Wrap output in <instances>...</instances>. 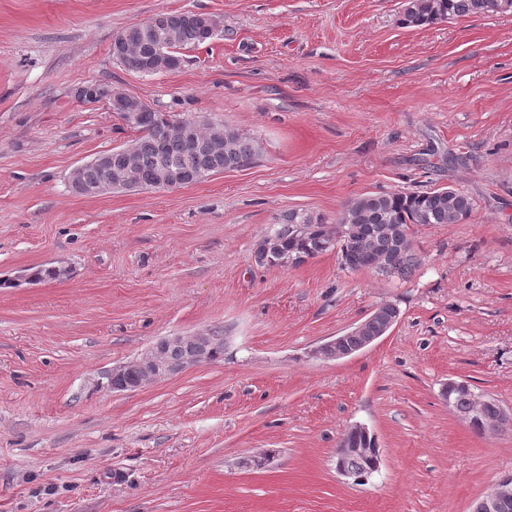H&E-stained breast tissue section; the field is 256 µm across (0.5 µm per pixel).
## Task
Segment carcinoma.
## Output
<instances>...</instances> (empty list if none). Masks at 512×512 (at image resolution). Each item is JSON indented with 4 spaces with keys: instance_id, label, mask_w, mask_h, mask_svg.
Instances as JSON below:
<instances>
[{
    "instance_id": "obj_1",
    "label": "carcinoma",
    "mask_w": 512,
    "mask_h": 512,
    "mask_svg": "<svg viewBox=\"0 0 512 512\" xmlns=\"http://www.w3.org/2000/svg\"><path fill=\"white\" fill-rule=\"evenodd\" d=\"M499 7L512 13V0H405L401 23L406 27H423L450 19L481 16ZM167 24L173 28L177 41L172 44L171 55L182 59L180 50L203 44L202 21L193 12L165 14ZM146 24L131 26L116 35L124 45L120 62L126 69L147 75L157 65L155 46L146 41L142 31ZM176 126L191 132L197 141L194 153L186 151V142L180 135L162 138L158 129ZM210 122L194 119H176L166 112L146 110L133 125L140 136L139 146L141 178L146 186L154 182L159 165L164 160L180 164L196 181L209 176L213 169L241 168L250 163L261 150L254 138L237 129L224 127V156L215 160L206 142ZM476 209V201L468 193L451 186L429 192H392L367 194L349 201L343 208L336 225L339 239L337 253L341 264L351 271L368 270L385 275L408 277L421 264L410 233L415 224H457L468 219ZM311 216L290 210L272 228L288 250L304 251L311 258L326 252L323 239L318 235L300 237L299 228L314 224ZM472 393L462 383L451 393V406L456 411H469Z\"/></svg>"
}]
</instances>
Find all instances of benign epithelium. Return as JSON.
<instances>
[{
  "label": "benign epithelium",
  "instance_id": "obj_1",
  "mask_svg": "<svg viewBox=\"0 0 512 512\" xmlns=\"http://www.w3.org/2000/svg\"><path fill=\"white\" fill-rule=\"evenodd\" d=\"M150 25L157 40L159 54L165 58L167 57V51L170 50L169 44L173 43V34L167 30L164 17L158 14L150 20ZM80 96L103 100L108 104V107L116 106L120 109L124 108V103L130 98V95L126 93L99 84L82 88ZM115 154L123 159L127 174V177L120 180V183L138 189L142 188V184L134 180L136 174L134 160L137 156L135 144L132 143L119 148L115 151ZM92 163L103 169L101 181L95 185L86 184L82 176L83 166L80 165L74 168L69 176V187L73 193L83 197H97L112 191V157L98 156L92 160ZM184 185L183 170L171 167L163 168L160 179L155 183V187L159 189H177ZM259 243L264 255L274 256V259L271 260L274 266L296 265L299 261L306 259V256L301 253L296 255L284 253L279 241L273 236L263 237L259 240ZM378 315L379 311H373L364 321L351 330L314 348L311 355L318 359L336 360L368 347L385 335L394 325V321L390 320L377 333L367 334L368 327L373 324ZM352 335L362 336L361 342L353 349L343 348L342 342L344 339ZM174 345L186 347L184 356L176 366L170 364L167 358L168 348ZM213 350L214 337L212 330L209 328L196 331L190 336L182 334L166 336L137 357L114 368L108 376L107 386L111 389L120 388L126 391L139 390L163 377L212 361ZM503 430H512V411L501 409L495 417L487 419L483 423V432L485 433ZM369 453L370 449L354 448L345 436H339L335 448L336 471L345 477L361 479V476L349 467V462L353 459L363 458ZM510 498H512V480L508 478L499 479L474 501L470 512H497L501 503Z\"/></svg>",
  "mask_w": 512,
  "mask_h": 512
}]
</instances>
